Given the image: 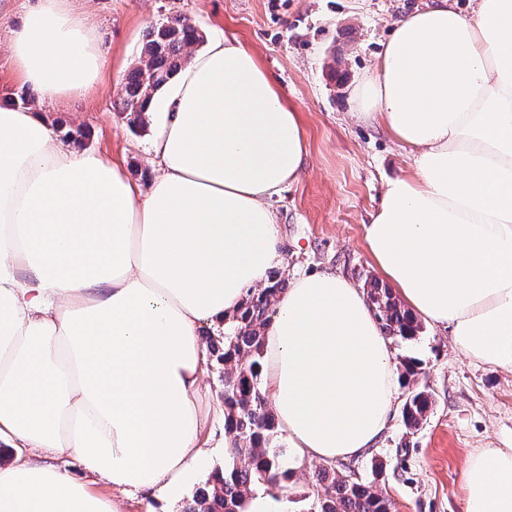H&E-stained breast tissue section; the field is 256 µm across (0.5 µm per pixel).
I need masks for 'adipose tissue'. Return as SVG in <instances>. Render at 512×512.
Masks as SVG:
<instances>
[{
	"label": "adipose tissue",
	"instance_id": "obj_1",
	"mask_svg": "<svg viewBox=\"0 0 512 512\" xmlns=\"http://www.w3.org/2000/svg\"><path fill=\"white\" fill-rule=\"evenodd\" d=\"M9 57L39 101H75L110 62L72 0H31ZM357 118L413 152L366 245L410 311L471 359L512 369V0H431L393 21L353 92ZM155 174L134 187L67 147L33 108L0 105V512H142L212 452L203 325L227 323L283 263L271 200L297 180V112L249 48L221 37L145 107ZM262 378L296 463L359 456L399 388L364 293L297 278L265 333ZM75 455L105 497L52 464ZM466 512H512V448L470 454Z\"/></svg>",
	"mask_w": 512,
	"mask_h": 512
}]
</instances>
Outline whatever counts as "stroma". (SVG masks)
<instances>
[{"label": "stroma", "instance_id": "1", "mask_svg": "<svg viewBox=\"0 0 512 512\" xmlns=\"http://www.w3.org/2000/svg\"><path fill=\"white\" fill-rule=\"evenodd\" d=\"M425 0H76L112 60L85 100L41 105L50 125L82 131V149L115 160L145 188L154 174V121L130 127L117 104L123 77L138 59L151 25L181 15L202 32L237 38L251 49L298 112L307 155L298 180L273 200L282 271L293 279L333 271L355 285L378 277L366 228L389 180L411 173L413 158L383 127L351 115L350 89L368 74L400 15ZM341 73L331 80L330 70ZM396 369L415 363L401 384L391 422L357 458L364 475L383 465L375 484L394 512H466L465 458L481 448H512V371L468 360L447 328L423 323L412 341L393 344ZM414 390L432 407L407 430L402 407Z\"/></svg>", "mask_w": 512, "mask_h": 512}]
</instances>
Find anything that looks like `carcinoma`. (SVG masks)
<instances>
[{
  "mask_svg": "<svg viewBox=\"0 0 512 512\" xmlns=\"http://www.w3.org/2000/svg\"><path fill=\"white\" fill-rule=\"evenodd\" d=\"M201 41L197 27L185 17L173 16L149 29L139 61L124 78L120 112L129 123H145V104L188 62L190 46ZM280 272L269 276L267 287L248 295L224 328L223 347L208 341V351L224 369V434L233 442L232 462L216 471L207 485L186 504L184 512H246L256 487H277L293 476L285 466L288 449L279 443L277 419L262 383L265 331L285 290ZM369 305L388 339L409 341L421 332L417 318L377 280L364 282ZM431 398L411 392L402 410L406 428L419 427L427 417ZM354 463L323 466L312 475L301 494L309 502L305 512H392V501L374 481L348 469Z\"/></svg>",
  "mask_w": 512,
  "mask_h": 512,
  "instance_id": "obj_1",
  "label": "carcinoma"
}]
</instances>
